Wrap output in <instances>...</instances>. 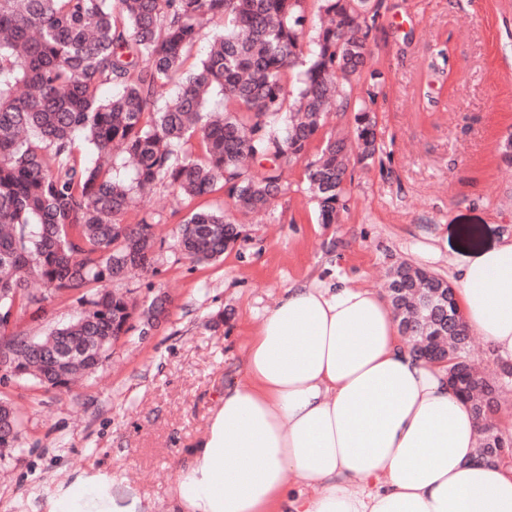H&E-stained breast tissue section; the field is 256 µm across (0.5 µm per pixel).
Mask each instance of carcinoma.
Returning <instances> with one entry per match:
<instances>
[{"mask_svg": "<svg viewBox=\"0 0 512 512\" xmlns=\"http://www.w3.org/2000/svg\"><path fill=\"white\" fill-rule=\"evenodd\" d=\"M305 2L0 0V335L17 379L39 384L50 373L65 388L128 333L134 304L107 284L154 268L153 217L128 224L124 216L156 186L183 201L220 188L232 201L235 218L193 209L178 225L180 251L197 262L233 247L243 219L283 197L300 162L319 223L335 224L348 209L350 166L369 164L379 149L372 105L385 79L367 66L379 7L313 0L310 16ZM210 24L222 30L193 61ZM107 84L117 91L103 99ZM332 107L353 113L349 130L324 132ZM80 137L94 160L75 157ZM395 283L407 288L401 334L414 344L448 337V369L478 373L454 293L446 313L417 309L418 299L450 290L448 281L404 263ZM76 292L88 305L83 316L35 341L6 334L12 307L37 314L50 297ZM510 379L504 362L489 381L492 397L472 398L485 422L477 453L488 463L502 460L486 422ZM0 415L13 423L0 448H14L20 419L2 401Z\"/></svg>", "mask_w": 512, "mask_h": 512, "instance_id": "cac0c4a2", "label": "carcinoma"}]
</instances>
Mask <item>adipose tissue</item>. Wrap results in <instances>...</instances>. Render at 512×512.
Returning a JSON list of instances; mask_svg holds the SVG:
<instances>
[{"instance_id": "1", "label": "adipose tissue", "mask_w": 512, "mask_h": 512, "mask_svg": "<svg viewBox=\"0 0 512 512\" xmlns=\"http://www.w3.org/2000/svg\"><path fill=\"white\" fill-rule=\"evenodd\" d=\"M448 281L469 331L512 361V239ZM243 368L181 463L170 512H512V463L479 460L469 404L444 366L412 356L377 289L286 288ZM51 512L112 502L79 481Z\"/></svg>"}]
</instances>
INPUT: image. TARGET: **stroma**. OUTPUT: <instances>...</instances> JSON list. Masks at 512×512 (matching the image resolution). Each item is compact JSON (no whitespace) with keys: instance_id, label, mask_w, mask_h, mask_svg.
<instances>
[{"instance_id":"obj_1","label":"stroma","mask_w":512,"mask_h":512,"mask_svg":"<svg viewBox=\"0 0 512 512\" xmlns=\"http://www.w3.org/2000/svg\"><path fill=\"white\" fill-rule=\"evenodd\" d=\"M379 14L380 149L352 168L339 223H319L299 164L280 205L213 262L186 259L173 236L191 208L229 209L223 191L181 205L162 187L128 212L129 224L153 216L162 246L154 271L115 287L141 310L167 295V312L151 327L133 318L67 390L0 367V401L21 420L18 451L0 456V512H49L88 476L109 483L117 507L169 512L180 462L284 288L316 276L381 289L402 261L444 278L449 263L512 236V166L499 152L512 132V0H380ZM84 309L77 295L53 297L39 319L16 312L9 330L41 336Z\"/></svg>"}]
</instances>
